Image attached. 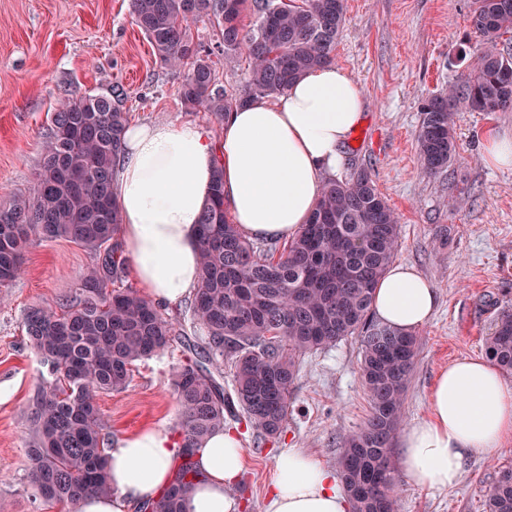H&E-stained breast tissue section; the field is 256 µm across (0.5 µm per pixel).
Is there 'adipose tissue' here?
<instances>
[{"label": "adipose tissue", "mask_w": 512, "mask_h": 512, "mask_svg": "<svg viewBox=\"0 0 512 512\" xmlns=\"http://www.w3.org/2000/svg\"><path fill=\"white\" fill-rule=\"evenodd\" d=\"M363 86L336 64L318 68L273 98H258L223 123L212 139L192 123L128 125L112 192L122 215L135 279L156 304L193 295L200 280L198 224L215 168L224 171L230 220L251 239L293 237L315 209L325 182L345 164L344 147L362 123ZM437 306V291L414 266L391 265L376 283L371 311L382 324L410 333ZM512 440V383L487 359L449 364L436 379L426 418L398 438L399 463L419 487L458 483L474 451L496 452ZM178 439L160 428L124 437L106 450L114 493L90 496L80 512H137L173 476ZM199 475L185 512H237L228 490L242 478L245 452L230 429L195 449ZM349 500L317 458L299 448L275 460L264 512H348Z\"/></svg>", "instance_id": "1"}]
</instances>
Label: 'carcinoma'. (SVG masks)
<instances>
[{
	"label": "carcinoma",
	"mask_w": 512,
	"mask_h": 512,
	"mask_svg": "<svg viewBox=\"0 0 512 512\" xmlns=\"http://www.w3.org/2000/svg\"><path fill=\"white\" fill-rule=\"evenodd\" d=\"M255 23L241 26L248 0H131L134 24L161 62L184 71L178 97L187 112L219 122L259 97L276 96L335 59L345 0H253ZM206 19L222 35L224 59H249L244 87H217L212 52L200 54L188 23ZM475 61L465 79L423 106L419 160L430 174L456 154L460 112L512 110V0H472ZM122 87L66 99L51 114L33 192L0 203V288L23 272L35 238L66 239L95 255L78 296L56 311L34 307L25 330L49 376L29 404L26 455L35 498L78 512L87 496L114 494L106 470L110 434L97 404L121 392L135 362L180 341L186 363L173 377L182 443L172 484L150 512H184L198 475L191 449L240 413L261 435L278 436L288 420L300 357L349 336L360 339V376L370 413L343 442L340 477L353 512H395L392 446L419 348L418 337L373 321L375 283L393 262L399 218L370 174L331 179L307 224L281 246L246 239L224 207V173L215 169L200 220L201 277L190 304L203 338L122 279V218L111 192L128 124ZM229 354L233 393L220 383L216 357ZM486 353L512 375V311H502ZM486 512H512V468L499 470Z\"/></svg>",
	"instance_id": "cac0c4a2"
}]
</instances>
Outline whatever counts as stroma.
I'll use <instances>...</instances> for the list:
<instances>
[{
  "label": "stroma",
  "instance_id": "stroma-1",
  "mask_svg": "<svg viewBox=\"0 0 512 512\" xmlns=\"http://www.w3.org/2000/svg\"><path fill=\"white\" fill-rule=\"evenodd\" d=\"M472 0H346L335 62L362 84L366 109L345 147L343 175L368 171L399 217L396 262L415 266L437 290L433 318L418 329L419 350L402 426L426 417L436 374L448 363L485 354L500 311L512 310V169L490 167L481 143L512 132V111L462 112L456 156L431 175L416 136L422 107L468 73ZM182 71L156 57L135 26L131 0H0V202L35 184L51 112L67 96L122 86L133 123L179 121L212 138L222 129L204 111L182 107ZM93 256L66 241L33 242L26 272L0 288V512H61L33 500L23 415L48 368L23 322L34 306L57 307L78 292ZM183 360L173 346L135 362L129 387L97 402L113 440L146 427L179 433L171 378ZM357 337L302 356L283 432L264 443L245 424L246 470L229 494L239 512H263L285 448H302L336 471L344 438L369 413ZM512 467V442L494 454L471 453L459 482L430 490L399 478L397 512H485L498 471Z\"/></svg>",
  "mask_w": 512,
  "mask_h": 512
}]
</instances>
